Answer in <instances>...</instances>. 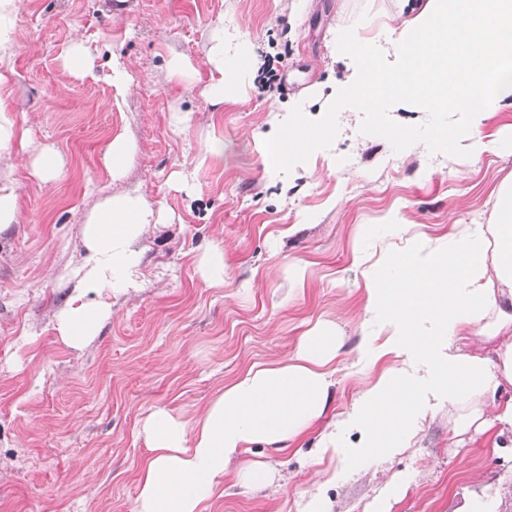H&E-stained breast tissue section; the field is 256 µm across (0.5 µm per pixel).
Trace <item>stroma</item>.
I'll return each instance as SVG.
<instances>
[{"mask_svg": "<svg viewBox=\"0 0 512 512\" xmlns=\"http://www.w3.org/2000/svg\"><path fill=\"white\" fill-rule=\"evenodd\" d=\"M19 0L13 72L6 97L25 146L0 160L17 185L20 218L0 233V512H133L147 449L138 435L157 407L193 417L214 390L255 361H274L318 320L337 325L333 400L323 419L347 412L363 388L395 363L359 357L364 280L353 263L365 224L393 208L412 232L445 237L452 225L489 222L501 181L512 176V112L486 114L480 128L500 144L472 160L466 142L434 150L433 127L465 114L368 112L349 99L329 118L335 132L309 163L274 171L261 144L289 101L326 108L346 74L334 61L337 27L371 19L370 38L393 0ZM235 26L252 42L253 70L278 55L281 85L261 95L247 78L235 100L206 98L208 32ZM88 52L87 73L72 75L75 45ZM128 72L116 104L112 58ZM193 74L169 80L172 57ZM190 118L184 129L175 114ZM130 135L135 153L112 179L105 150ZM224 160L197 166L213 137ZM63 159L40 182L31 164L45 148ZM130 188L161 212L145 235L142 286L117 300L111 319L84 351L65 347L53 328L71 291L69 272L83 257L80 228L105 196ZM224 243V284L198 272L206 240ZM306 264L303 286L282 269ZM318 430L288 452L255 445L245 460L268 465L279 485L253 488L224 478L211 512H303L316 472H335L331 512H367L392 476L406 485L390 512H512V433L493 427L456 444L448 405L433 402L407 448L371 458L355 471L341 457L320 456Z\"/></svg>", "mask_w": 512, "mask_h": 512, "instance_id": "1", "label": "stroma"}]
</instances>
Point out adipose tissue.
<instances>
[{"label":"adipose tissue","mask_w":512,"mask_h":512,"mask_svg":"<svg viewBox=\"0 0 512 512\" xmlns=\"http://www.w3.org/2000/svg\"><path fill=\"white\" fill-rule=\"evenodd\" d=\"M401 26L376 48L360 28L340 27L334 41L349 75L337 94L365 107L391 106L413 112L485 113L512 109V0H398ZM214 106L232 98L244 82L250 41L238 29L216 24L209 32ZM332 125L324 114L308 117L289 105L265 140L274 167L287 169ZM467 140L473 158L494 150L479 123L434 130L442 152ZM292 142L286 156L277 147ZM154 208L135 190L102 199L81 229L84 257L75 282L57 311L54 328L68 348L82 351L112 315V298L137 285V242L158 224ZM365 280V313L399 356L356 403L322 434L318 448L336 452V438L358 432V447L343 461L357 469L371 455L393 457L405 448L431 400L448 404L453 438L463 439L498 424L512 429V179L496 196L491 221L461 224L444 242L403 232L401 243L379 260L356 257ZM495 342L493 356L460 348L461 341ZM336 324L317 323L277 362H255L219 387L194 419L154 408L139 434L148 454L138 470L135 512H208L224 494V477L236 467L240 482L272 484L269 467L246 463L242 453L256 444L283 451L302 438L325 413L334 385Z\"/></svg>","instance_id":"1"}]
</instances>
